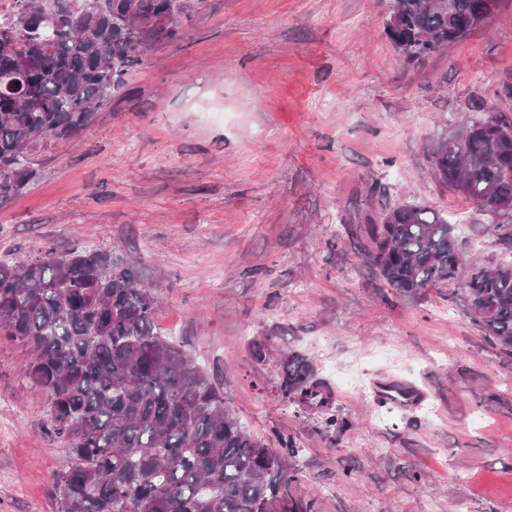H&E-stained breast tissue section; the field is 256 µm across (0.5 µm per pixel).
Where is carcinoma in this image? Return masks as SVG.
<instances>
[{
    "label": "carcinoma",
    "mask_w": 512,
    "mask_h": 512,
    "mask_svg": "<svg viewBox=\"0 0 512 512\" xmlns=\"http://www.w3.org/2000/svg\"><path fill=\"white\" fill-rule=\"evenodd\" d=\"M19 0L0 21L21 46H0V208L34 179L24 156L35 138L79 136L123 85L129 66L184 33L183 0ZM499 0H393L385 34L408 61L485 24ZM434 142L437 178L476 203L512 201V121L473 117ZM366 261L390 287L415 294L456 281L476 321L512 350V270L489 271L459 251L442 213L399 204L360 220ZM155 299L115 252L51 250L0 263V339L25 346V377L47 398V420L68 444L51 483L56 512H313L294 492L291 438L270 448L224 403L191 357L161 335ZM323 386L302 354L283 362V399L310 406Z\"/></svg>",
    "instance_id": "1"
}]
</instances>
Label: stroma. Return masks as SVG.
Returning a JSON list of instances; mask_svg holds the SVG:
<instances>
[{
	"label": "stroma",
	"instance_id": "obj_1",
	"mask_svg": "<svg viewBox=\"0 0 512 512\" xmlns=\"http://www.w3.org/2000/svg\"><path fill=\"white\" fill-rule=\"evenodd\" d=\"M391 5L201 0L80 137L38 139L36 179L0 209V261L120 249L157 328L247 430L273 448L294 439L295 490L316 512H512V352L485 337L460 282L388 286L357 227L416 203L448 214L461 252L512 261L428 153L477 108L512 117V0L411 63L383 32ZM292 351L331 388L327 408L282 400ZM27 358L0 342V512H54L51 475L68 459ZM382 377L427 398L379 401Z\"/></svg>",
	"mask_w": 512,
	"mask_h": 512
}]
</instances>
